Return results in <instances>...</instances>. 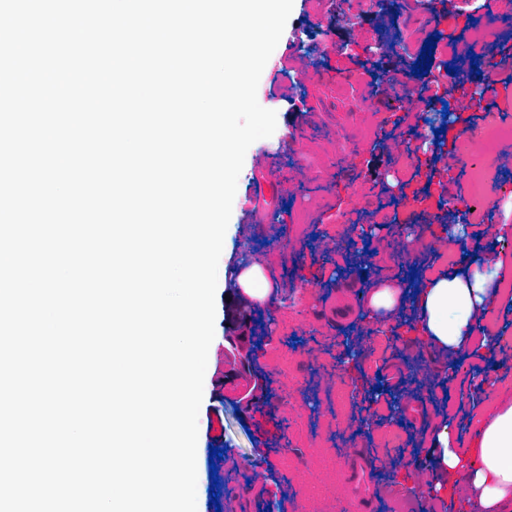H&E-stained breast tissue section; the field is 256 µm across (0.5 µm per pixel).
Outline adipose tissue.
<instances>
[{"label": "adipose tissue", "mask_w": 512, "mask_h": 512, "mask_svg": "<svg viewBox=\"0 0 512 512\" xmlns=\"http://www.w3.org/2000/svg\"><path fill=\"white\" fill-rule=\"evenodd\" d=\"M505 293L474 264L459 275L429 274L411 298L399 285H384L370 295L365 311L371 317L382 310L394 315L405 299H413L418 330L436 352L468 349L487 355L498 345L492 313ZM434 445L439 453L425 481L430 499L446 497L449 477L460 474L482 512H505L512 505V404H500L480 419L468 457L452 447L448 425L437 429Z\"/></svg>", "instance_id": "adipose-tissue-1"}]
</instances>
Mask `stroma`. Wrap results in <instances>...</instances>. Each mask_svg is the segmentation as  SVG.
<instances>
[{
	"instance_id": "1",
	"label": "stroma",
	"mask_w": 512,
	"mask_h": 512,
	"mask_svg": "<svg viewBox=\"0 0 512 512\" xmlns=\"http://www.w3.org/2000/svg\"><path fill=\"white\" fill-rule=\"evenodd\" d=\"M446 8L445 0H387L359 11L351 0H293L257 88L259 104L277 114L273 137L281 142L263 138L246 152L218 263L212 390L198 415L197 512H295L325 454L341 458L339 476L360 512H395L403 502L423 512L428 493L416 475L437 453L435 424L459 428L454 446L463 453L477 418L512 399V297L495 310L501 342L491 355L437 354L405 305L386 330L393 345L379 349L377 369L360 355L345 357L347 344L360 351L377 340L378 325L362 313L374 288L419 282L484 253L512 254V204L468 225L452 251L420 249L421 238L461 222L470 194L469 165L446 168L439 156L486 115L512 116L499 54L466 52L485 19L500 23L496 45L512 46V0H490L469 18H443ZM429 38L432 74L454 89L448 115L442 103L419 101L423 79L411 73ZM489 81L498 82L496 94L483 93ZM344 133L353 141L339 160L324 144ZM264 148L268 165H254ZM397 148L414 149L418 164L391 168ZM281 179L292 181L291 193L279 191ZM486 223L496 225V236L483 233ZM409 224L421 233L402 243L403 261L380 263L394 230ZM253 263L263 264L273 288L255 317L256 368L268 384L257 405L243 400L252 378L222 354L225 339L239 333L226 316L228 302L237 296L238 274ZM339 359L343 386L331 369ZM283 392L295 396L293 407L279 402ZM389 429L398 447L385 445ZM213 446L224 454L212 465ZM370 458L378 467H367ZM258 467L269 477L254 486L248 476Z\"/></svg>"
}]
</instances>
